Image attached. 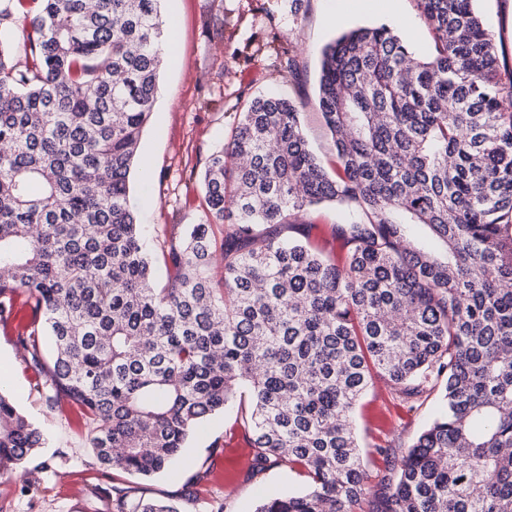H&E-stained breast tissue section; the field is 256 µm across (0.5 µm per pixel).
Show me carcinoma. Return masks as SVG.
Segmentation results:
<instances>
[{
	"instance_id": "cac0c4a2",
	"label": "carcinoma",
	"mask_w": 512,
	"mask_h": 512,
	"mask_svg": "<svg viewBox=\"0 0 512 512\" xmlns=\"http://www.w3.org/2000/svg\"><path fill=\"white\" fill-rule=\"evenodd\" d=\"M15 2L0 0V327L48 402L79 411L97 463L150 478L233 407L250 473L308 478L255 512H512V70L473 0H416L424 58L385 24L324 46L334 174L290 97L251 100L203 175L224 240L171 232L162 288L131 176L163 0H36L20 58ZM327 203L347 212L340 254L280 237ZM375 380L438 408L373 507L353 416ZM41 445L0 389V478ZM118 512L181 510L127 487Z\"/></svg>"
}]
</instances>
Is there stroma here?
<instances>
[{
    "label": "stroma",
    "instance_id": "stroma-1",
    "mask_svg": "<svg viewBox=\"0 0 512 512\" xmlns=\"http://www.w3.org/2000/svg\"><path fill=\"white\" fill-rule=\"evenodd\" d=\"M341 0H301L289 12L285 0H164L162 15L175 49L165 50L156 110L143 134L140 154L146 177L134 178L132 202L147 240L174 224H202L208 214L200 173L208 156L226 143L238 115L261 93L293 98L312 149L328 169L335 156L316 105L321 50L340 33L361 26L395 27L420 55L433 48L416 0H398L395 14L381 0H366L363 10L328 22ZM474 7L493 36L504 68L512 69V0H475ZM280 39L296 47L295 66L281 64L268 44ZM8 366L5 384L16 406L41 429L45 443L8 482H0V512H111L107 492L135 487L149 498L173 499L182 512H254L258 500L275 490L299 489L304 481L283 466L253 478H240L224 492L225 438L246 447L234 413L211 418L195 432L183 458L149 480L103 469L87 444L83 424L70 409L51 408L36 386L34 365L19 355L12 332L0 331V365ZM436 401L410 411L396 406L382 386H374L358 405L354 427L360 444L371 447L379 426L398 429L395 455H402L433 416ZM211 473L196 500L186 492L200 465Z\"/></svg>",
    "mask_w": 512,
    "mask_h": 512
}]
</instances>
